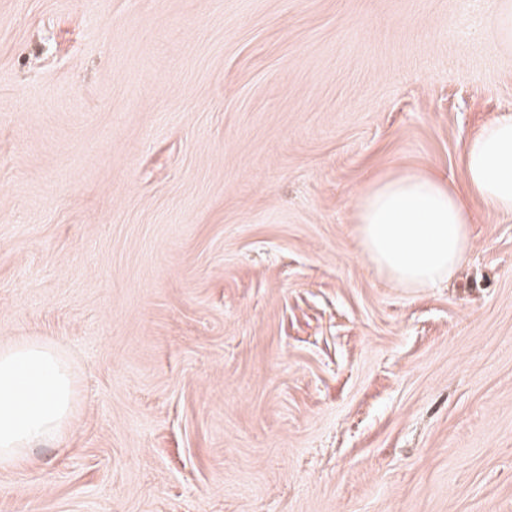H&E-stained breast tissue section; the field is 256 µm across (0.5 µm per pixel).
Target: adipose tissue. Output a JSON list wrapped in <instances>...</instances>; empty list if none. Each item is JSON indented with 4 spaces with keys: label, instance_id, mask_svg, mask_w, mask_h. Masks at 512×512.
<instances>
[{
    "label": "adipose tissue",
    "instance_id": "ef3b65f1",
    "mask_svg": "<svg viewBox=\"0 0 512 512\" xmlns=\"http://www.w3.org/2000/svg\"><path fill=\"white\" fill-rule=\"evenodd\" d=\"M464 156L463 184L428 170L389 171L357 195V247L392 286L434 288L455 274L474 246L468 198L512 215V114L469 139ZM76 401L75 378L54 343L1 347L0 465L18 464L29 448L67 433Z\"/></svg>",
    "mask_w": 512,
    "mask_h": 512
}]
</instances>
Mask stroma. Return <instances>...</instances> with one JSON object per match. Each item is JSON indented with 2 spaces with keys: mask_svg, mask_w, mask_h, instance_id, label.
I'll use <instances>...</instances> for the list:
<instances>
[{
  "mask_svg": "<svg viewBox=\"0 0 512 512\" xmlns=\"http://www.w3.org/2000/svg\"><path fill=\"white\" fill-rule=\"evenodd\" d=\"M496 0H0V342L63 440L0 512H512V216L426 290L354 198L512 113ZM75 378L55 344L24 340L0 348V465L66 434L75 418Z\"/></svg>",
  "mask_w": 512,
  "mask_h": 512,
  "instance_id": "35a3bbf8",
  "label": "stroma"
}]
</instances>
